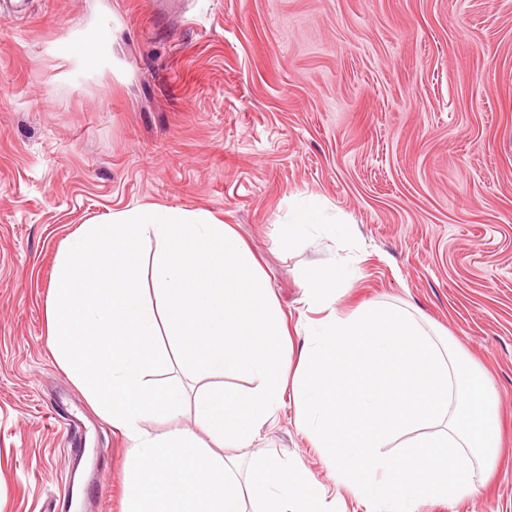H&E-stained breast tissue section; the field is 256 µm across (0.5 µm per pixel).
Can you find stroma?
Here are the masks:
<instances>
[{"mask_svg":"<svg viewBox=\"0 0 512 512\" xmlns=\"http://www.w3.org/2000/svg\"><path fill=\"white\" fill-rule=\"evenodd\" d=\"M112 44L88 65L69 41ZM314 199L346 239L278 240ZM203 209L261 262L291 331L302 270L348 262L335 304L415 314L490 379L499 464L419 512H512V0H0V512H46L79 413L95 506L122 512L128 443L49 344L45 294L81 225L134 205ZM337 485L287 403L254 441Z\"/></svg>","mask_w":512,"mask_h":512,"instance_id":"1","label":"stroma"}]
</instances>
